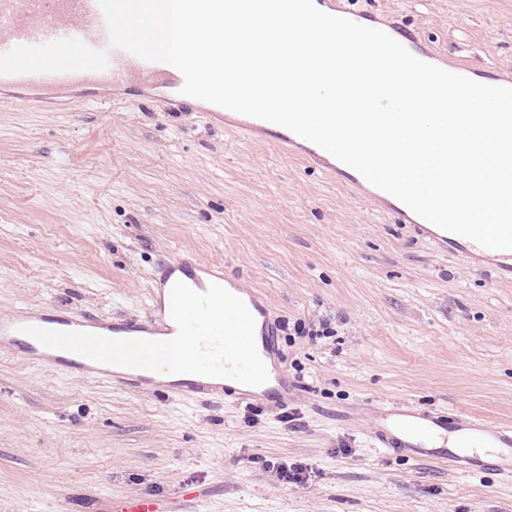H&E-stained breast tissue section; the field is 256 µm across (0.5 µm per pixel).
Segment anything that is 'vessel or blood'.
<instances>
[{"instance_id":"obj_1","label":"vessel or blood","mask_w":512,"mask_h":512,"mask_svg":"<svg viewBox=\"0 0 512 512\" xmlns=\"http://www.w3.org/2000/svg\"><path fill=\"white\" fill-rule=\"evenodd\" d=\"M387 34L401 43L410 53L429 64H436V54L428 51L418 36L394 26ZM69 47L90 61V69L79 71L63 68L23 69L18 67L19 54L47 58L58 49ZM148 82L151 87H169L168 96L161 102L168 110L183 111L195 104L193 97L182 94L184 78L172 65L147 61L110 45L106 20L98 0H0V87L29 91L30 105L43 106L42 90L66 92L73 88L98 85L105 88L126 85L129 81ZM401 218L415 220L437 243L458 247L466 255L492 261L500 280L512 279V249H490L460 235L445 231L429 221L416 218L406 205H398ZM182 273L192 289L202 292L210 284L223 283L222 268L206 262L186 266L183 260L168 261L166 276ZM160 318L118 320L103 315L41 313L38 327L64 331L87 332L113 339L132 337L150 340L177 333L178 328L164 311L165 297L152 298ZM28 323L26 313L0 315V348H13L24 361L65 365L107 383H119L133 390H144L152 380L142 370L105 364H87L84 357L73 354L68 359L53 354L51 348L41 347L30 336L20 335V327ZM171 392L187 398H205L231 391L234 398H265L278 402L288 399V381L280 374L271 375L261 386L244 387L234 380L175 382ZM368 433L382 448H403L420 460L443 462L451 467L478 471L484 462L479 447L492 449L496 469L505 477L512 476V427H492L479 420H462L447 412L425 413L411 408L391 407L376 412L368 423ZM106 512H164L149 498L116 499Z\"/></svg>"}]
</instances>
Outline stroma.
Segmentation results:
<instances>
[{
	"label": "stroma",
	"mask_w": 512,
	"mask_h": 512,
	"mask_svg": "<svg viewBox=\"0 0 512 512\" xmlns=\"http://www.w3.org/2000/svg\"><path fill=\"white\" fill-rule=\"evenodd\" d=\"M342 2L449 61L512 72V0ZM102 93L0 107V314L144 319L170 258L219 264L278 326L292 394L134 393L0 354V512H102L185 487L197 512H512V480L388 452L365 430L374 406L512 427V282L274 136L163 111L136 84L89 103ZM293 463L305 482L279 479Z\"/></svg>",
	"instance_id": "35a3bbf8"
}]
</instances>
